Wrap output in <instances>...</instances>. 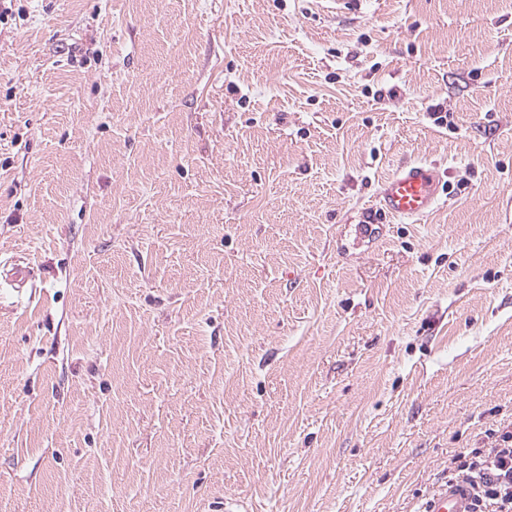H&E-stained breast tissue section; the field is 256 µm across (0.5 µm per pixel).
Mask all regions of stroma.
<instances>
[{"label":"stroma","instance_id":"35a3bbf8","mask_svg":"<svg viewBox=\"0 0 512 512\" xmlns=\"http://www.w3.org/2000/svg\"><path fill=\"white\" fill-rule=\"evenodd\" d=\"M8 256L0 512H412L512 428V0H11ZM442 183L441 174L433 163H405L381 183L380 209L393 218L421 221L438 204L443 193Z\"/></svg>","mask_w":512,"mask_h":512}]
</instances>
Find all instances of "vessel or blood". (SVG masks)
<instances>
[{"label": "vessel or blood", "instance_id": "vessel-or-blood-1", "mask_svg": "<svg viewBox=\"0 0 512 512\" xmlns=\"http://www.w3.org/2000/svg\"><path fill=\"white\" fill-rule=\"evenodd\" d=\"M443 179L437 167L427 161L401 165L379 190L382 212L397 219L420 221L439 202ZM471 490L465 483L447 484L428 495L419 512H470Z\"/></svg>", "mask_w": 512, "mask_h": 512}]
</instances>
